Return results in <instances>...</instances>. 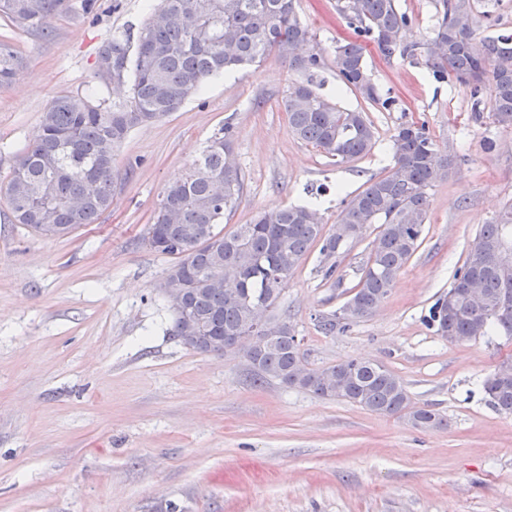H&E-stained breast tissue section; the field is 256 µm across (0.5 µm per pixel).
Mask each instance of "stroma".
<instances>
[{
  "instance_id": "obj_1",
  "label": "stroma",
  "mask_w": 512,
  "mask_h": 512,
  "mask_svg": "<svg viewBox=\"0 0 512 512\" xmlns=\"http://www.w3.org/2000/svg\"><path fill=\"white\" fill-rule=\"evenodd\" d=\"M82 0L47 36L0 23L24 66L0 88V180L37 131L49 102L95 85L96 52L110 35L138 28L151 0ZM336 0H295L323 49L315 81L346 108L331 62L351 32ZM413 15L405 45L425 43L436 0H399ZM367 67L392 110L367 109L371 153L331 163L290 130L280 102L301 73L271 55L207 80L171 116L133 129L117 149L112 208L99 223L46 238L10 223L0 198V512H512V415L496 411L483 379L512 358L501 336L450 342L423 322L447 292L482 224L512 201V129L475 119L468 85L434 79L423 56ZM425 124L452 144L454 168L430 192L423 243L390 294L345 333L324 335L319 315L338 309L370 245L340 257V287L326 284L311 249L284 288L280 308L303 339L311 367L352 358L384 364L418 405L445 415L444 429H417L278 382L254 383L242 357L201 354L167 334L173 307L162 283L170 257L142 235L165 185L181 175L224 124L245 174L230 219L249 223L317 197L335 221L342 194L362 191L391 160L403 123Z\"/></svg>"
}]
</instances>
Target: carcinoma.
<instances>
[{"label":"carcinoma","mask_w":512,"mask_h":512,"mask_svg":"<svg viewBox=\"0 0 512 512\" xmlns=\"http://www.w3.org/2000/svg\"><path fill=\"white\" fill-rule=\"evenodd\" d=\"M442 14L424 43L425 64L437 79L471 85L477 119L512 129V33L477 37L480 0H442ZM70 10V0H0V17L30 32L47 35L51 20ZM336 13L354 37L336 45L333 65L342 86L385 110L395 100L382 97L365 64L366 42L386 58L413 55L402 46L411 17L398 0H336ZM275 54L288 68L306 75L282 99L297 139L321 151L336 165L370 154L375 140L364 111L340 106L318 91L313 74L324 56L301 22L294 0H160L134 32L113 34L100 46L97 61L110 72H96L108 84L132 79L128 102L112 107L87 95L62 94L42 113L36 134L0 183L11 221L42 235L68 236L95 224L112 207L115 150L129 132L179 110L206 81L241 66L258 65ZM22 66L16 47L0 41V87L11 84ZM489 83V99L481 84ZM391 163L364 190L346 198L332 228L315 201L258 212L249 224L226 232L244 191L245 176L234 153V130L224 124L185 173L160 195L143 241L176 259L168 274L189 283L185 308L173 306L167 329L184 347L220 353L235 336H266L254 351V381L275 380L329 400H343L382 415H398L419 429L448 426L430 405L413 402L403 380L382 363L345 360L310 368L295 326L278 312L288 278L311 247L320 245L321 272L341 283L338 258L347 243L376 231L357 283L343 305L318 318L319 330L345 332L368 317L387 297L397 277L423 242L429 190L448 180L453 169L425 124L405 123L391 136ZM512 202L474 238L448 292L429 308L424 323L442 338H512ZM481 289L474 302L469 287ZM199 325L207 343H188ZM489 403L512 415V360L499 363L482 382Z\"/></svg>","instance_id":"cac0c4a2"}]
</instances>
